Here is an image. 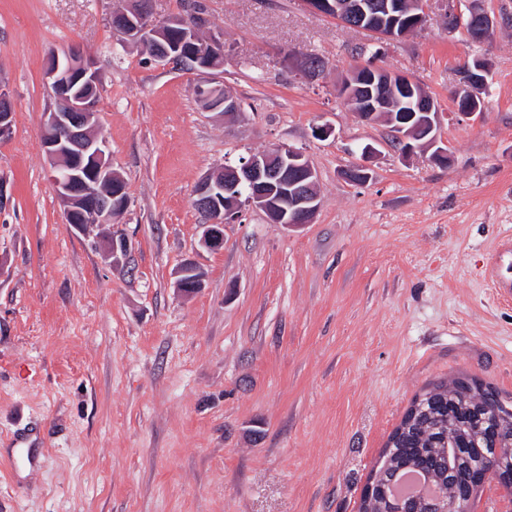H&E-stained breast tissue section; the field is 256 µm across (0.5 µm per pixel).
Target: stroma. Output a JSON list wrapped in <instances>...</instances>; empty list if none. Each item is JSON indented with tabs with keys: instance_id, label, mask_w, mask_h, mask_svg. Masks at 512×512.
Listing matches in <instances>:
<instances>
[{
	"instance_id": "35a3bbf8",
	"label": "stroma",
	"mask_w": 512,
	"mask_h": 512,
	"mask_svg": "<svg viewBox=\"0 0 512 512\" xmlns=\"http://www.w3.org/2000/svg\"><path fill=\"white\" fill-rule=\"evenodd\" d=\"M203 2L238 118L197 100V71L120 47L119 0H0V512H360L428 383L463 375L512 401V0H484L485 42L448 34L446 0H430L428 29L385 48L383 66L437 100L446 165L402 159L337 98L367 33L301 0ZM73 46L102 76L125 262L67 223L50 180L44 68ZM291 51L324 57L326 78L284 67ZM474 57L492 62L489 102L467 119L451 92ZM278 144L318 174L313 223L245 207L223 249H201L198 181ZM367 144L371 180L346 181ZM188 258L204 287L184 297ZM15 438L37 466L10 470Z\"/></svg>"
}]
</instances>
